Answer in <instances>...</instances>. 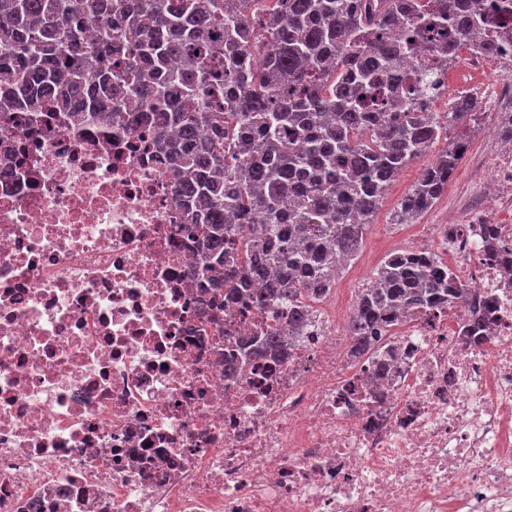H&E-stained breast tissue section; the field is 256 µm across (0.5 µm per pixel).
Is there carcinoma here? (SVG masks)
Returning <instances> with one entry per match:
<instances>
[{
	"instance_id": "obj_1",
	"label": "carcinoma",
	"mask_w": 512,
	"mask_h": 512,
	"mask_svg": "<svg viewBox=\"0 0 512 512\" xmlns=\"http://www.w3.org/2000/svg\"><path fill=\"white\" fill-rule=\"evenodd\" d=\"M511 17L509 0H0V124L25 138L55 107L77 126L112 103L160 110L154 134L174 151L194 275L228 285L229 300L252 299L258 280L281 297L319 293L358 253L401 170L481 107L473 94L437 114L413 100L437 93L459 48L497 55ZM402 25L403 39H389ZM91 54L95 71L83 65ZM415 56L413 76L397 74ZM464 153L453 141L425 165L395 223L434 205ZM460 293L441 258L388 256L358 295L356 347H373L387 315ZM279 347L261 337L254 355Z\"/></svg>"
}]
</instances>
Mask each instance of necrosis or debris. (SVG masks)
<instances>
[{
    "instance_id": "necrosis-or-debris-1",
    "label": "necrosis or debris",
    "mask_w": 512,
    "mask_h": 512,
    "mask_svg": "<svg viewBox=\"0 0 512 512\" xmlns=\"http://www.w3.org/2000/svg\"><path fill=\"white\" fill-rule=\"evenodd\" d=\"M136 116L0 153V512H512V144L399 252L461 299L353 351L329 293L199 304L167 155Z\"/></svg>"
}]
</instances>
